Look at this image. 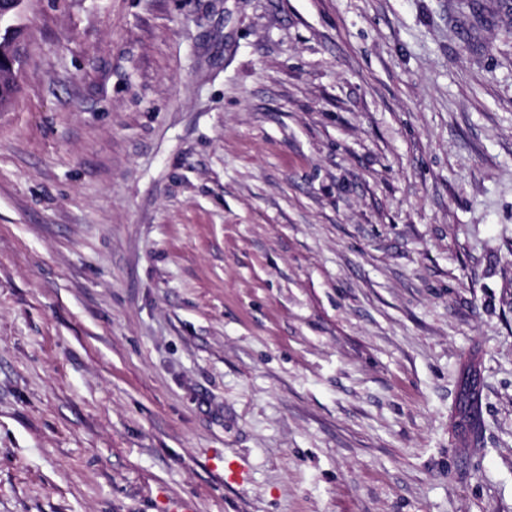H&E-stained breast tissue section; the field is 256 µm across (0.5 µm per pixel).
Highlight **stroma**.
I'll return each mask as SVG.
<instances>
[{"instance_id":"stroma-1","label":"stroma","mask_w":512,"mask_h":512,"mask_svg":"<svg viewBox=\"0 0 512 512\" xmlns=\"http://www.w3.org/2000/svg\"><path fill=\"white\" fill-rule=\"evenodd\" d=\"M20 24L0 512H512V0Z\"/></svg>"}]
</instances>
